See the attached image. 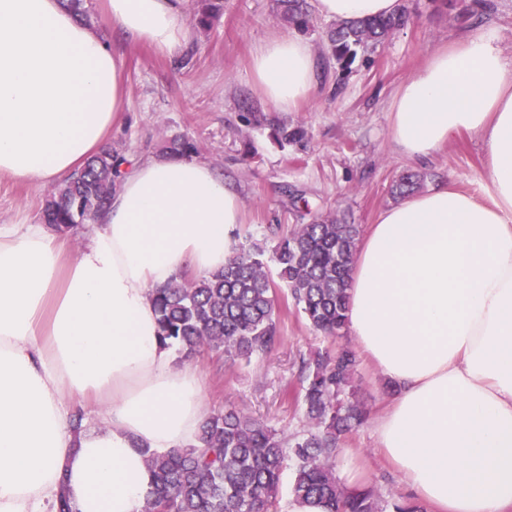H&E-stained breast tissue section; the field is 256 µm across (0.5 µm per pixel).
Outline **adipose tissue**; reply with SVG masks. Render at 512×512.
Instances as JSON below:
<instances>
[{"label":"adipose tissue","instance_id":"obj_1","mask_svg":"<svg viewBox=\"0 0 512 512\" xmlns=\"http://www.w3.org/2000/svg\"><path fill=\"white\" fill-rule=\"evenodd\" d=\"M182 2L107 0L106 17L176 56L191 38ZM401 7L316 0L336 21ZM251 72L262 98L294 111L316 81L312 45L274 36ZM124 95L119 56L60 0H0V175L67 181L104 148ZM389 127L419 160L457 133L481 137L489 188L409 195L359 244L347 326L392 389L379 446L432 512H512V62L493 30L433 52ZM243 209L208 163L164 156L129 168L76 254L49 225L0 224V512H54L62 490L76 512H142L146 450L196 444L206 417L199 369L175 367L151 291L221 270Z\"/></svg>","mask_w":512,"mask_h":512}]
</instances>
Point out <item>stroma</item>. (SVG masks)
Listing matches in <instances>:
<instances>
[{"instance_id": "1", "label": "stroma", "mask_w": 512, "mask_h": 512, "mask_svg": "<svg viewBox=\"0 0 512 512\" xmlns=\"http://www.w3.org/2000/svg\"><path fill=\"white\" fill-rule=\"evenodd\" d=\"M404 2L407 25L347 69L328 55L329 19L314 15L306 37L315 52L316 84L296 111L281 112L260 96L249 66L257 46L289 31L276 16L274 0H224L221 16L207 30L198 28L185 0L191 40L181 55L171 58L111 36L124 62L125 101L109 144L132 163L168 154L173 142H189L192 158L209 163L244 202L236 241L252 237L269 247L294 225L330 211L368 227L393 205L391 181L405 170L427 173L428 190L445 184L485 195L484 145L476 136L452 138L421 161L399 154L391 141L388 114L399 87L431 53L470 29L458 18L469 0ZM284 127L301 128L306 136L281 142ZM51 190L0 176V224L40 222ZM279 296L280 339L269 353L247 364L179 353L175 364L199 367L207 410L231 407L290 434L306 425L301 359L332 352L336 344L309 329L287 291ZM355 384L369 418L339 442L336 475L344 484L353 478L372 485L385 504L406 500L372 422L388 402L387 386L364 359Z\"/></svg>"}]
</instances>
